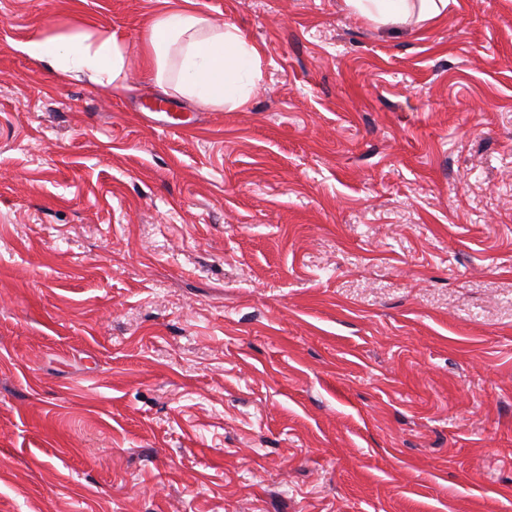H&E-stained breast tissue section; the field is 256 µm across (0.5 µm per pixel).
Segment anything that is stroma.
<instances>
[{
  "mask_svg": "<svg viewBox=\"0 0 512 512\" xmlns=\"http://www.w3.org/2000/svg\"><path fill=\"white\" fill-rule=\"evenodd\" d=\"M161 7L0 0V512H512V0H194L234 111L154 93ZM87 23L129 89L18 49ZM351 11L378 25L438 20L448 13L449 0H345Z\"/></svg>",
  "mask_w": 512,
  "mask_h": 512,
  "instance_id": "obj_1",
  "label": "stroma"
}]
</instances>
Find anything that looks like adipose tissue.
Instances as JSON below:
<instances>
[{
  "label": "adipose tissue",
  "instance_id": "obj_1",
  "mask_svg": "<svg viewBox=\"0 0 512 512\" xmlns=\"http://www.w3.org/2000/svg\"><path fill=\"white\" fill-rule=\"evenodd\" d=\"M351 11L379 25L425 23L448 12L449 0H345ZM19 49L58 80L87 77L103 88L125 86L128 49L115 35L84 30L39 36ZM141 61L163 94L214 109L247 106L263 79L261 50L235 24L214 23L190 7L154 14L141 35Z\"/></svg>",
  "mask_w": 512,
  "mask_h": 512
}]
</instances>
